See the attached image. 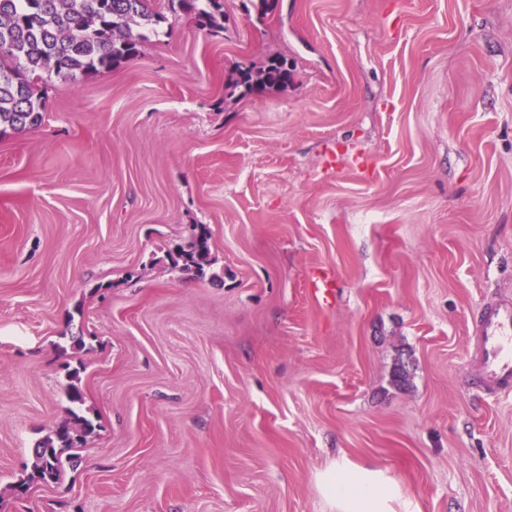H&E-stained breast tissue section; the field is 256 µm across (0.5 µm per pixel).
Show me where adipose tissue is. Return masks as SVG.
Masks as SVG:
<instances>
[{"label": "adipose tissue", "mask_w": 512, "mask_h": 512, "mask_svg": "<svg viewBox=\"0 0 512 512\" xmlns=\"http://www.w3.org/2000/svg\"><path fill=\"white\" fill-rule=\"evenodd\" d=\"M321 486L335 500L339 512H394L393 504L401 497L382 471L344 461L324 476Z\"/></svg>", "instance_id": "ef3b65f1"}]
</instances>
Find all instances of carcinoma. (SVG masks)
<instances>
[{
	"label": "carcinoma",
	"instance_id": "obj_1",
	"mask_svg": "<svg viewBox=\"0 0 512 512\" xmlns=\"http://www.w3.org/2000/svg\"><path fill=\"white\" fill-rule=\"evenodd\" d=\"M162 0H0V133L38 124L42 119L33 86L45 75L75 80L101 68H112L137 55L144 32L157 33L167 16ZM169 8L193 17L204 30L217 25L221 0H168ZM291 71L272 59L257 73L244 71V93L259 95L285 85ZM173 267L204 274L210 263V237L195 229L190 240L170 254ZM78 374L66 390L71 417L54 436L34 448L32 470L13 485L26 490L34 482L55 480L63 465L60 449L83 443L94 432L93 421L78 414L84 396Z\"/></svg>",
	"mask_w": 512,
	"mask_h": 512
}]
</instances>
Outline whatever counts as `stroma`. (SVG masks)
<instances>
[{"label":"stroma","mask_w":512,"mask_h":512,"mask_svg":"<svg viewBox=\"0 0 512 512\" xmlns=\"http://www.w3.org/2000/svg\"><path fill=\"white\" fill-rule=\"evenodd\" d=\"M222 4L0 137V512H337L342 458L416 512H512V386L473 365L512 299V0ZM196 224L202 278L169 258ZM75 368L96 430L15 495ZM291 71L285 60L272 59L260 71L253 74L251 71L241 72L240 85L246 94H262L266 89L276 85L288 84ZM336 282L328 273H319L312 282V295L322 308H330L336 302Z\"/></svg>","instance_id":"obj_1"}]
</instances>
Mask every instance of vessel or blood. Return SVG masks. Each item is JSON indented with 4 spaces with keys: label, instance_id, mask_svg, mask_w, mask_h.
<instances>
[{
    "label": "vessel or blood",
    "instance_id": "1",
    "mask_svg": "<svg viewBox=\"0 0 512 512\" xmlns=\"http://www.w3.org/2000/svg\"><path fill=\"white\" fill-rule=\"evenodd\" d=\"M312 295L323 308L336 302L333 276L321 273L312 282ZM485 376L494 383L512 381V304L488 308L476 328Z\"/></svg>",
    "mask_w": 512,
    "mask_h": 512
}]
</instances>
